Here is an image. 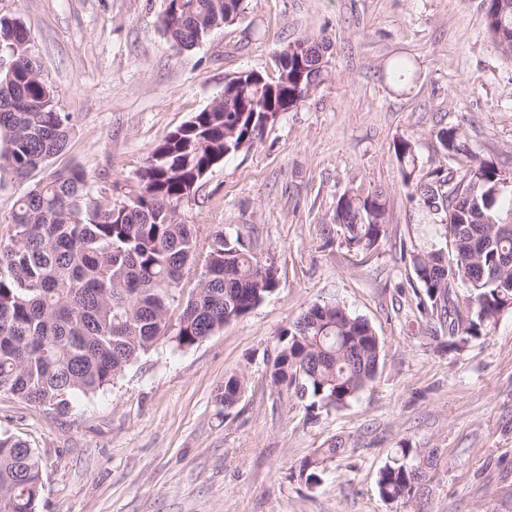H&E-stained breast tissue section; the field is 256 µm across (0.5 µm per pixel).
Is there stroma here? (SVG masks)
<instances>
[{
  "mask_svg": "<svg viewBox=\"0 0 512 512\" xmlns=\"http://www.w3.org/2000/svg\"><path fill=\"white\" fill-rule=\"evenodd\" d=\"M167 0H0L29 29L43 77L73 130L65 152L0 187V238L15 200L48 172L134 182L158 141L238 73L276 77L273 57L302 37L331 44L322 82L261 141L214 168L179 219L213 225L274 259L279 283L247 315L198 345L162 342L67 413L0 396V434L35 448L38 512H410L376 484L396 448L435 456L423 512H512V310L460 348L418 327L411 252L443 247L433 216L409 201L393 143L414 142L423 170H457L436 139L456 128L477 160L512 180V58L485 25L483 0H244L231 24L177 50ZM411 59L416 75L394 80ZM383 189L388 232L349 252L327 232L347 189ZM334 302L381 341L375 380L349 405L311 408L273 386L269 361L298 316ZM232 372L245 390L216 395ZM349 450L307 487L301 461L334 439ZM244 392V379L238 374H230L224 378V386L220 388L217 400L224 405V410L231 409Z\"/></svg>",
  "mask_w": 512,
  "mask_h": 512,
  "instance_id": "stroma-1",
  "label": "stroma"
}]
</instances>
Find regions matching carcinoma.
<instances>
[{
  "mask_svg": "<svg viewBox=\"0 0 512 512\" xmlns=\"http://www.w3.org/2000/svg\"><path fill=\"white\" fill-rule=\"evenodd\" d=\"M241 0H167L164 33L190 50L233 22ZM489 32H512V0H484ZM280 51L274 80L257 70L224 84V94L167 132L145 158L121 199L95 186L81 170L57 169L15 202L12 234L0 238V393L58 413L75 393L112 384L126 367L165 339L189 349L224 324L249 313L277 286L273 261L254 254L240 237L224 240L218 225L201 237L178 221L224 155L247 151L279 113L296 107L321 80L326 44L303 38ZM0 183L24 180L61 155L73 129L58 92L40 74L25 23L0 14ZM449 156L471 158L454 128L437 131ZM411 201L439 219L449 249L411 253L422 288L420 313L448 330L451 345L489 334L512 307V223L502 213L506 191L494 163L481 161L454 175L422 172L414 144L394 142ZM334 223L346 247L368 252L386 236V197L350 188L336 202ZM199 271L198 287L180 298L183 277ZM464 285L458 296L455 288ZM181 306L170 321L173 303ZM380 340L363 318L335 303L307 308L286 332L271 362L275 385L293 386L312 405L338 408L376 377ZM244 392L237 374L224 378L217 400L231 409ZM347 452L332 441L304 459L299 475L321 483L327 464ZM432 461H415L402 446L380 468L386 501L412 502L430 479ZM43 493L38 456L20 438L0 435V512H36Z\"/></svg>",
  "mask_w": 512,
  "mask_h": 512,
  "instance_id": "carcinoma-1",
  "label": "carcinoma"
}]
</instances>
